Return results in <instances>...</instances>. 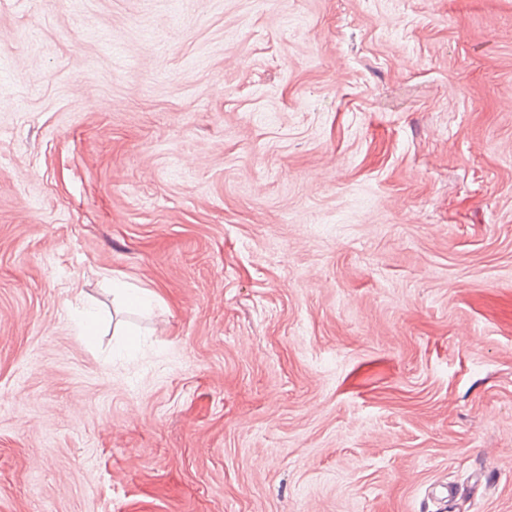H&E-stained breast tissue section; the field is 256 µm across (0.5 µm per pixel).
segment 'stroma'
Listing matches in <instances>:
<instances>
[{
  "label": "stroma",
  "instance_id": "35a3bbf8",
  "mask_svg": "<svg viewBox=\"0 0 512 512\" xmlns=\"http://www.w3.org/2000/svg\"><path fill=\"white\" fill-rule=\"evenodd\" d=\"M0 512H512V0H0Z\"/></svg>",
  "mask_w": 512,
  "mask_h": 512
}]
</instances>
